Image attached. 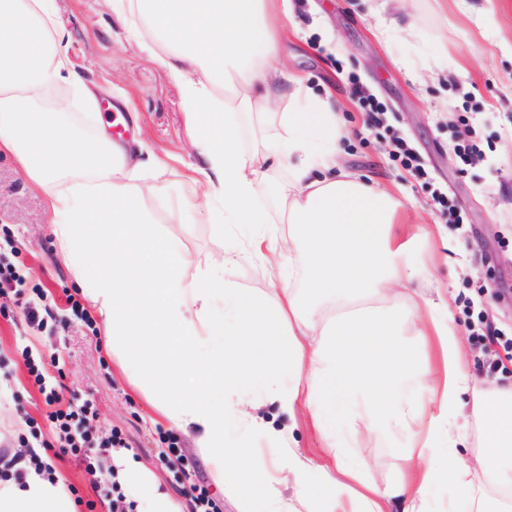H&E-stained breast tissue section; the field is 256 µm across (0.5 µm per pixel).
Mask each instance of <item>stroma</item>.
<instances>
[{
	"label": "stroma",
	"mask_w": 512,
	"mask_h": 512,
	"mask_svg": "<svg viewBox=\"0 0 512 512\" xmlns=\"http://www.w3.org/2000/svg\"><path fill=\"white\" fill-rule=\"evenodd\" d=\"M294 22L288 28L284 61L303 75L316 93H331L349 134L339 143L346 171L393 191L409 223L431 233L426 261L427 297L442 296L460 328L464 366L493 383L512 379V360L503 348H488L472 336L471 315L483 314L512 338V0H292ZM70 33L69 57L85 82L101 98L115 102L135 131L132 151L142 158L170 159L162 171L147 170L138 182L154 225L177 236L208 270L224 254L225 241L239 238L234 227L215 224L199 199L208 191L205 178H192L201 164L188 151L189 127L182 90L165 68L153 61L123 29L111 10L94 0H57ZM416 21L414 32L391 26L393 16ZM357 78L385 107L382 125H371L350 94ZM72 109L61 117L87 143L97 139L105 108L87 109L71 85L58 84ZM413 148L426 172L418 178L393 158V137ZM477 142L481 161L467 165L457 147ZM444 194L447 206L434 195ZM186 209L185 223L170 213ZM463 219L449 222L450 212ZM463 243L452 252L445 241ZM0 263L16 266L27 289L46 293L53 313L42 327H28L13 295L0 296V442L30 448V422L45 436L54 428L38 384L22 358L31 350L46 375L61 384L63 400L92 399L88 426L94 435L117 433L135 457L158 478L160 488L178 504L191 507L190 486H205L217 512H246L232 489H219L210 462L192 435L172 429L121 375L112 360L97 315L80 320L65 303L78 296L70 269L56 254L43 193L33 189L9 155H0ZM253 413L271 427H292V437L307 455H323V442L306 409L282 412L263 391L252 396ZM176 448L183 468L172 467L165 451ZM404 442L380 432L367 453L365 481L378 487L406 473ZM94 473L73 463L55 468L73 486L76 512H104L100 479L112 472L111 455L94 459Z\"/></svg>",
	"instance_id": "35a3bbf8"
}]
</instances>
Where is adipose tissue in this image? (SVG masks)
Here are the masks:
<instances>
[{"label": "adipose tissue", "instance_id": "1", "mask_svg": "<svg viewBox=\"0 0 512 512\" xmlns=\"http://www.w3.org/2000/svg\"><path fill=\"white\" fill-rule=\"evenodd\" d=\"M107 3L181 87L203 175L224 201L216 221L250 227L221 262L188 277L192 256L155 228L134 190L158 160L76 138L54 118L67 102L52 114L36 107L50 87L78 81L55 0H0V155L45 192L57 253L124 374L173 427L194 434L214 481L254 500L255 512H424L442 475L469 512H512V383L484 386L462 365L446 305L410 296L430 275L420 259L425 240L393 234L398 201L336 161L347 129L334 99L281 66L272 16L290 15L289 0ZM270 114L278 133L244 151L242 120ZM267 195L287 233L266 231ZM244 259L270 268L265 289L230 278ZM294 269L296 286L286 277ZM409 380L417 391L406 399L398 388ZM256 388L284 412L307 407L330 464L276 431L268 433L278 457L267 469L255 464L250 441L265 430L249 411ZM230 423L240 432L232 446ZM360 429L402 434L411 476L382 489L364 482L369 458L349 452L347 439ZM442 442L474 453L440 470ZM115 465L137 512H179L132 452L116 453ZM286 482L288 498L279 490ZM0 512H74V504L62 482L30 470L0 481Z\"/></svg>", "mask_w": 512, "mask_h": 512}]
</instances>
